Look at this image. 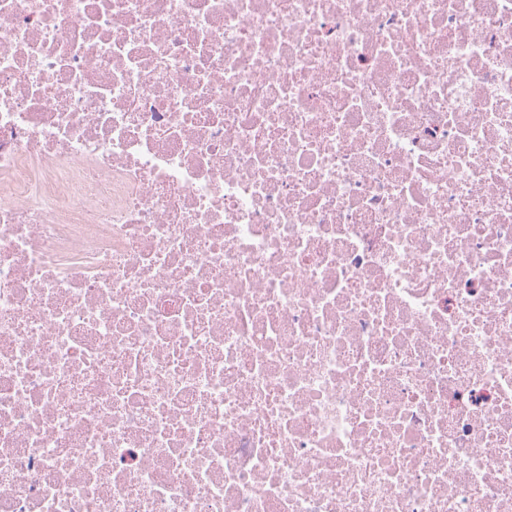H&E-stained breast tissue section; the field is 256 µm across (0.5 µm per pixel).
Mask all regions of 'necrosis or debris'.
Segmentation results:
<instances>
[{
	"label": "necrosis or debris",
	"instance_id": "4bbe7bcc",
	"mask_svg": "<svg viewBox=\"0 0 512 512\" xmlns=\"http://www.w3.org/2000/svg\"><path fill=\"white\" fill-rule=\"evenodd\" d=\"M0 512H512V0H0Z\"/></svg>",
	"mask_w": 512,
	"mask_h": 512
}]
</instances>
